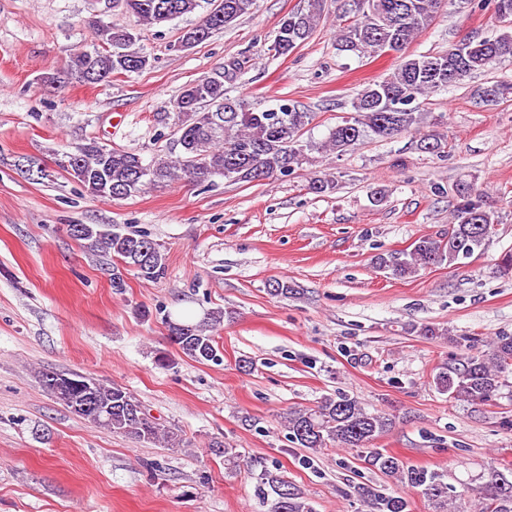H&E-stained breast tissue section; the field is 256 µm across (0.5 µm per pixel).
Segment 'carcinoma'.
Listing matches in <instances>:
<instances>
[{"instance_id": "1", "label": "carcinoma", "mask_w": 512, "mask_h": 512, "mask_svg": "<svg viewBox=\"0 0 512 512\" xmlns=\"http://www.w3.org/2000/svg\"><path fill=\"white\" fill-rule=\"evenodd\" d=\"M221 14H204L192 27L181 31L193 46L207 41L214 32L234 25L248 14L254 0H222ZM326 0H308L307 9L291 12L280 20L269 51L276 56L293 52L311 38L324 19ZM455 0H351L353 20L338 26L336 46L361 58L394 52L397 64L387 77L363 87L351 101L349 119L330 128L321 143L303 140L315 113L291 100L276 109L258 111L242 98L231 97L224 82L237 77L244 61L232 59L223 75L199 79L185 85L174 100L178 110V144L181 154L174 160L150 163L133 152L102 146L89 140L66 152L61 167L76 179L89 195L114 198L112 191H124L121 198L135 196L151 187L168 186L184 179L199 184L216 176L242 183L283 180L314 162L312 153L340 156L356 149L368 139L386 140L408 132L420 134V147L441 155L444 137L436 130L421 132L424 117L419 98L458 84L464 78L483 72L495 62L512 58V23L503 25L493 38L470 37L455 47L429 54H407L405 49L434 22L437 15ZM123 13L136 17L137 26L117 21L89 22L98 48L74 50L61 71L44 74L47 86L62 90L77 82L88 85L106 83L116 74L139 73L151 66L150 56L138 46L140 30L161 27L175 19L194 14L201 0H112ZM487 103L512 97V82L496 81L478 90ZM336 180L328 175L315 178L309 190L331 193ZM455 192L461 204L455 210L448 233L441 237H421L409 250L391 251L376 257L378 268L396 278H404L430 266L462 259L482 251L489 237L478 233L479 225L500 223L498 211L487 206L474 184L460 181ZM72 238L95 252L111 253L141 278L154 280L165 271V258L159 245L144 232L119 233L109 224H84ZM267 293L275 298L297 294L295 285L284 279H271ZM224 323V310L207 314L201 323L168 321L169 338L187 357L200 362L218 361V348L210 332ZM411 331L425 337H442L460 353L439 368L435 389L456 401L485 405L509 387L512 374V336L487 341L486 349L475 350L469 336H450L448 330L430 325L412 326ZM76 381L91 385L98 400L112 405V423L96 425L114 433L134 437L140 442H163L179 448L182 438L166 431L141 407L132 393L120 386H107L93 377L77 376ZM394 418L370 411L347 395L326 396L313 408L288 412L282 421L288 441L314 453L334 443L340 448L360 452L370 469L387 479L419 491L433 512H463L459 501L471 493L480 500V512H512V489L500 482L506 475L492 470L487 480L474 487L460 480L448 483V473L409 465L372 442L389 431ZM224 464L239 470L248 461L233 448H219ZM258 491L272 498V512H315L303 493L285 475L264 471ZM368 512H411L404 496L369 491L365 496Z\"/></svg>"}]
</instances>
